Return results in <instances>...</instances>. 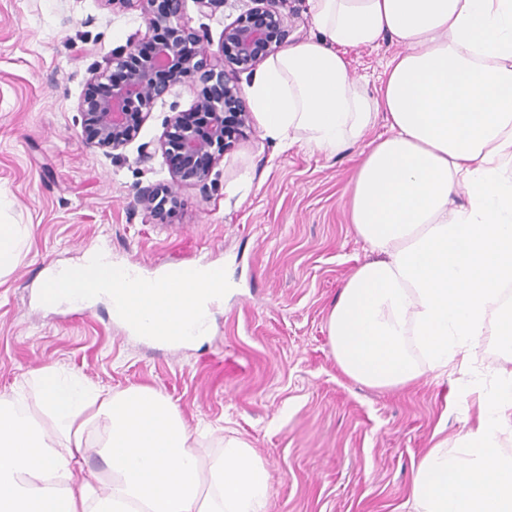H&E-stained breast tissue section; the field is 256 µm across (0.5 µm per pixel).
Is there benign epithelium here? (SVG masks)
Masks as SVG:
<instances>
[{"mask_svg":"<svg viewBox=\"0 0 512 512\" xmlns=\"http://www.w3.org/2000/svg\"><path fill=\"white\" fill-rule=\"evenodd\" d=\"M115 3L137 4L149 32H166L154 42L153 50L108 95L85 98L81 103L83 132L89 143L102 150L117 151L135 139L149 116L153 101L163 95L168 84L165 74H173L186 83L195 94V106L203 109L208 135L182 122V113L175 112L167 121L161 141L165 153L179 156L180 166L172 169L168 189L179 195L186 185L206 187L212 165L199 166L196 159L203 154L215 160L227 150L224 139V116L237 108L236 116L243 127H251L253 118L238 94L233 81L236 72L252 71L261 61L289 42L290 29L280 11L285 0H253L255 7L236 22L224 27L219 53L225 68L216 70L211 64L209 44L182 20V0H113ZM193 41L197 57L187 59L182 52L185 40ZM157 189L140 191L137 202L154 219L163 214L154 209Z\"/></svg>","mask_w":512,"mask_h":512,"instance_id":"obj_1","label":"benign epithelium"}]
</instances>
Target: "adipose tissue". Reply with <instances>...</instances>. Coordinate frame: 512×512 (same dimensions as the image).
Segmentation results:
<instances>
[{"label": "adipose tissue", "instance_id": "1", "mask_svg": "<svg viewBox=\"0 0 512 512\" xmlns=\"http://www.w3.org/2000/svg\"><path fill=\"white\" fill-rule=\"evenodd\" d=\"M314 37L269 56L248 105L281 149L333 155L377 123L361 153L350 220L372 258L328 317L350 378L391 388L466 355L487 322L512 351V0H309ZM401 51L378 93L349 72L348 49ZM54 421L0 395V512H266L268 474L229 438L203 456L178 406L157 390L102 392L53 366L34 377ZM475 421L439 442L411 486L414 512H512V376L471 382ZM108 480H70L89 423Z\"/></svg>", "mask_w": 512, "mask_h": 512}]
</instances>
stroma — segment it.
<instances>
[{"label":"stroma","instance_id":"35a3bbf8","mask_svg":"<svg viewBox=\"0 0 512 512\" xmlns=\"http://www.w3.org/2000/svg\"><path fill=\"white\" fill-rule=\"evenodd\" d=\"M251 6L224 0L203 13L184 0L182 14L216 47ZM148 35L140 9L113 0H0V224L27 229L0 277V394L20 393L49 429L33 383L43 366L106 391L150 387L178 405L200 448L230 436L254 448L269 476L267 512H412L410 485L427 450L465 431L477 404L460 396L458 371L375 388L332 354L329 312L370 258L347 209L360 146L282 151L255 127L215 160L206 187L182 189L172 219L153 223L137 194L169 183L159 140L171 113L193 110L191 89L170 85L136 139L112 154L85 142L80 111L93 73ZM399 50L390 41L350 50L353 77L377 80ZM144 147L152 157L142 163ZM98 242L149 277L170 265L223 268L208 336L173 359L132 337L107 300L80 316L47 306L48 269L79 265ZM475 357L485 383L512 373L495 330Z\"/></svg>","mask_w":512,"mask_h":512}]
</instances>
